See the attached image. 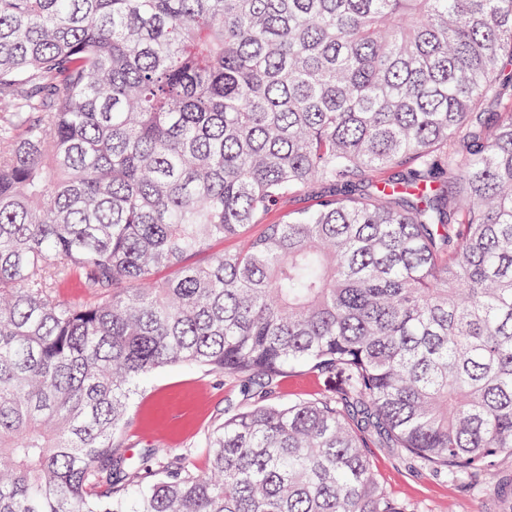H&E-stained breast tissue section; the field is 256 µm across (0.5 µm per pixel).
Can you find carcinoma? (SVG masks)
Segmentation results:
<instances>
[{"label": "carcinoma", "instance_id": "cac0c4a2", "mask_svg": "<svg viewBox=\"0 0 512 512\" xmlns=\"http://www.w3.org/2000/svg\"><path fill=\"white\" fill-rule=\"evenodd\" d=\"M0 112V512H411L373 448L512 495V0H0ZM178 366L250 402L203 471L128 457ZM329 390L327 381L315 374L298 370L283 378L276 389V400L281 404L307 401L326 394Z\"/></svg>", "mask_w": 512, "mask_h": 512}]
</instances>
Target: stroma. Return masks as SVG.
Instances as JSON below:
<instances>
[{
  "instance_id": "obj_1",
  "label": "stroma",
  "mask_w": 512,
  "mask_h": 512,
  "mask_svg": "<svg viewBox=\"0 0 512 512\" xmlns=\"http://www.w3.org/2000/svg\"><path fill=\"white\" fill-rule=\"evenodd\" d=\"M324 379L296 371L282 379L276 400L307 401L327 393ZM233 379L192 366L167 368L150 375L131 404L127 432L131 455L146 448H190L196 469H204L206 436L223 421L229 405L241 404ZM373 466L385 492L409 503L413 512H512V500L490 485L473 488L436 479L425 469L411 470L387 448L372 451Z\"/></svg>"
}]
</instances>
